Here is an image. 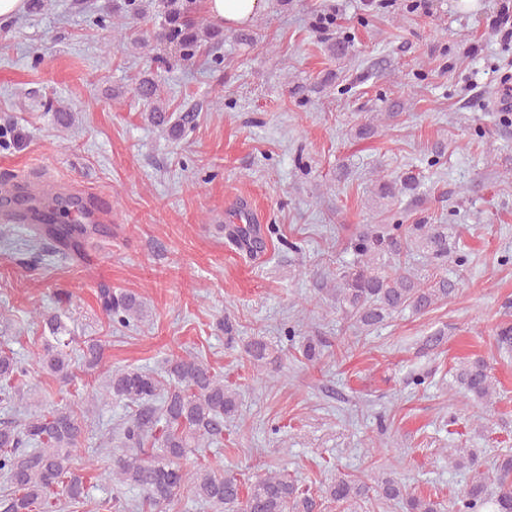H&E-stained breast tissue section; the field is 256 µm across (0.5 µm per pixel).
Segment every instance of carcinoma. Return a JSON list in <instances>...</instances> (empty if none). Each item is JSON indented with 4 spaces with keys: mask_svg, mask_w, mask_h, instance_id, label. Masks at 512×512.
<instances>
[{
    "mask_svg": "<svg viewBox=\"0 0 512 512\" xmlns=\"http://www.w3.org/2000/svg\"><path fill=\"white\" fill-rule=\"evenodd\" d=\"M202 0H121L112 23V43L120 45L125 30L141 23L146 38L174 48L183 62H190L206 49H219L224 30L200 19ZM138 97L151 105L148 119L158 125L169 122L160 104L158 80L147 75L138 80ZM413 173L382 177L375 195L393 201L418 188ZM32 247L44 252L64 250L80 255L87 236L97 226L32 224ZM236 235L249 251L263 242L247 227ZM349 248L354 262L336 269V287L329 289L336 305L360 332L368 333L396 313L410 309L426 313L454 297L458 280L448 277V265L465 266L469 255L462 250L450 224H364L352 236ZM416 252L426 254L432 268L425 274L413 267ZM98 298L109 324L130 327L143 318L141 302L133 295L101 288ZM50 335L44 337L39 352L42 369L67 385L73 368L66 326L58 314L47 321ZM105 344L97 338L84 341L80 358L88 369L101 365ZM249 361L265 369L279 356L260 337L244 345ZM22 360L8 343H0V400H25L19 381L26 375ZM455 382L475 402L489 403L496 387L487 361L475 357L457 369ZM123 401L131 415L122 423L120 438L112 454V481L136 489L142 506L165 509L178 495L186 493L215 512H319L321 503L299 486L298 481L269 470L255 479H243L229 469L185 464L197 448L219 442L224 437V419L235 416L239 394L224 384L202 358L188 355L172 360L166 376L138 367L105 373L94 404ZM92 410L78 413L71 405L28 413L20 422L0 423V512H58L61 498L76 505L86 501L85 476L73 468L74 448L84 432ZM496 483L488 492L487 480ZM321 497L357 512L358 503L372 497L382 505H397L402 512H512V455L504 454L491 474L477 471L470 486L446 504L438 496L411 492L402 482L374 472L364 479L338 475L321 489Z\"/></svg>",
    "mask_w": 512,
    "mask_h": 512,
    "instance_id": "1",
    "label": "carcinoma"
}]
</instances>
